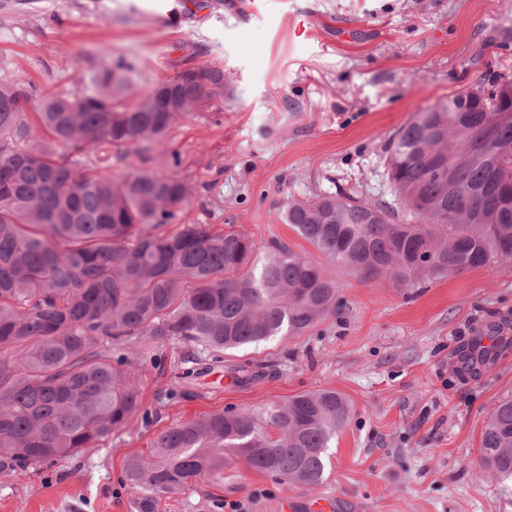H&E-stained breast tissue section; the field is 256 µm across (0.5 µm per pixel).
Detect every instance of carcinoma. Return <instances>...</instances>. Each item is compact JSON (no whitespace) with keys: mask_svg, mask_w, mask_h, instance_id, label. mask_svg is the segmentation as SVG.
<instances>
[{"mask_svg":"<svg viewBox=\"0 0 512 512\" xmlns=\"http://www.w3.org/2000/svg\"><path fill=\"white\" fill-rule=\"evenodd\" d=\"M224 69L197 67L138 89L111 68L30 112L20 80L0 82V475L106 444L142 408L131 362L178 342L216 361L274 336H302L336 314L326 258L364 279L412 285L512 262V77L460 88L390 137L393 202L347 193L288 204L285 221L316 253L210 224L167 226L191 188L169 171L101 174L91 152L124 158L224 96ZM496 134L484 136L487 124ZM40 128L48 139L35 134ZM266 366H237L240 385ZM350 406L339 392L222 411L158 435L124 461L134 512L224 470L231 458L294 486L324 481ZM481 463L512 477V399L490 413Z\"/></svg>","mask_w":512,"mask_h":512,"instance_id":"obj_1","label":"carcinoma"}]
</instances>
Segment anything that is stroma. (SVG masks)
<instances>
[{
	"label": "stroma",
	"instance_id": "35a3bbf8",
	"mask_svg": "<svg viewBox=\"0 0 512 512\" xmlns=\"http://www.w3.org/2000/svg\"><path fill=\"white\" fill-rule=\"evenodd\" d=\"M148 0H0V80L32 98L80 95L121 62L137 87L190 66L223 67L231 90L182 117L148 165L193 187L181 224L234 225L298 253L309 242L283 221L290 200L321 192L388 201L390 135L415 112L512 64V0H219L195 22L147 19ZM334 316L307 335L225 352L204 373L179 344L139 366L145 413L100 448L0 476V512H134L125 458L148 453L175 424L333 389L351 405L324 482L292 487L240 461L158 512H512V481L480 465L491 410L512 398V263L499 261L406 286L364 279L331 261ZM492 354L469 371L475 338ZM275 364L247 387L226 367Z\"/></svg>",
	"mask_w": 512,
	"mask_h": 512
}]
</instances>
